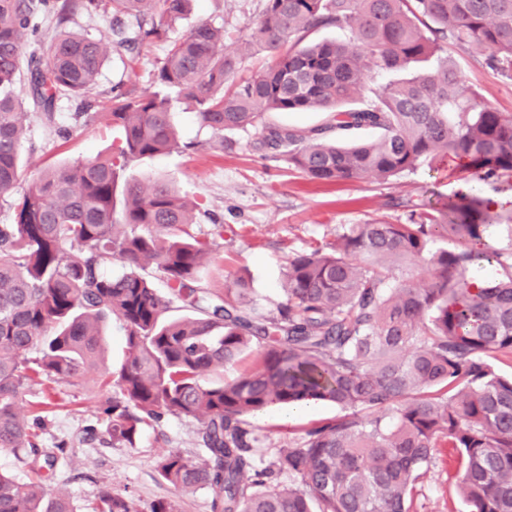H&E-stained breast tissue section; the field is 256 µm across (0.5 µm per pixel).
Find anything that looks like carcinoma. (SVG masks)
Returning a JSON list of instances; mask_svg holds the SVG:
<instances>
[{"mask_svg":"<svg viewBox=\"0 0 512 512\" xmlns=\"http://www.w3.org/2000/svg\"><path fill=\"white\" fill-rule=\"evenodd\" d=\"M189 2L0 0V202L12 210L0 224V449L43 460L26 481L0 474V512H75L50 487L59 456L42 448L43 418H23L18 402L31 382L83 379L112 318L126 350L100 410L104 433L133 448L165 415L196 421L205 456L171 451L157 472L176 489L210 490L211 512H411L447 446L468 512H512V375L493 363L512 357V215L491 213L479 194L483 182L512 183V113L479 106L448 55L471 49L511 76L512 0H265L246 46L271 63L240 82L224 28L202 22L170 36ZM78 12L136 26L102 43L65 29ZM45 15L60 31L42 49L33 43ZM326 27L349 38L308 40ZM155 43L165 44L156 90L112 89L121 141L25 182L28 109L56 122L59 95L83 97L112 53ZM177 102L221 143L226 131L257 129L256 150L311 180L387 181L451 162L467 188L403 224H343L335 243L292 253L278 315L268 317L243 276L222 292L201 284L214 249L186 230L199 205L165 180L123 178L135 161L195 148L178 140ZM304 111L326 122L266 121ZM333 129L378 135L343 143ZM494 224L503 235L491 243ZM114 260L125 272L104 274ZM485 262L498 277L477 284L471 271ZM419 269L428 281H415ZM174 305L195 315L169 319ZM245 354L250 368L208 380ZM309 402L341 415L264 462L248 418ZM91 512L144 510L105 489ZM268 120L286 128L307 129L324 123L323 112H276L268 114Z\"/></svg>","mask_w":512,"mask_h":512,"instance_id":"cac0c4a2","label":"carcinoma"}]
</instances>
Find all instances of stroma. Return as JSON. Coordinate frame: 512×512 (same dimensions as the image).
Listing matches in <instances>:
<instances>
[{
  "instance_id": "35a3bbf8",
  "label": "stroma",
  "mask_w": 512,
  "mask_h": 512,
  "mask_svg": "<svg viewBox=\"0 0 512 512\" xmlns=\"http://www.w3.org/2000/svg\"><path fill=\"white\" fill-rule=\"evenodd\" d=\"M264 0H191L186 18L175 36L186 34L200 22L222 24L229 34L228 51L234 52L247 40L251 27L260 19ZM469 88L477 91L478 102L499 112H512V77L486 66L481 56L456 49ZM163 56L161 45L135 47L111 55L87 99L98 118L88 127L74 120L78 104L70 97L59 98L56 112L60 125L70 127L69 137H58L44 126L39 113L30 118L32 149L24 151L29 174L46 167L70 163L107 152L120 131L108 115V98L113 86L144 91L150 89L153 73ZM173 122L186 152L174 151L133 162L127 177L148 180L162 177L181 194L197 200L203 214L191 225L192 235L213 239V261L201 275L203 285L223 289L231 274L249 277L253 301L264 314H275L283 300L282 273L289 254L308 251L336 239L341 225L363 224L375 219L404 221L410 205L446 202L462 187L451 170L424 169L407 173L386 183L366 179L347 183H319L300 175L287 161L254 149V128L225 132L215 142L202 127L192 108L179 106ZM125 350V333L117 320L106 326L105 351L95 372L71 383L61 381L47 387L26 388L19 401L25 416H42V444L47 450L64 446V463L56 472L54 488L66 493L76 512H88L100 491L132 497L148 507L155 500L178 501L182 512H210L211 493L199 489L181 493L163 481L156 471L160 457L171 451L197 458L204 450L197 441L196 421L164 416L146 427L135 447L110 444L96 422L102 404L115 393L107 380ZM336 406L318 404L300 412L274 409L252 417L262 440V452L272 457L288 438L313 424L335 419ZM418 486L413 512H466L457 495L455 481L448 476L445 451Z\"/></svg>"
}]
</instances>
